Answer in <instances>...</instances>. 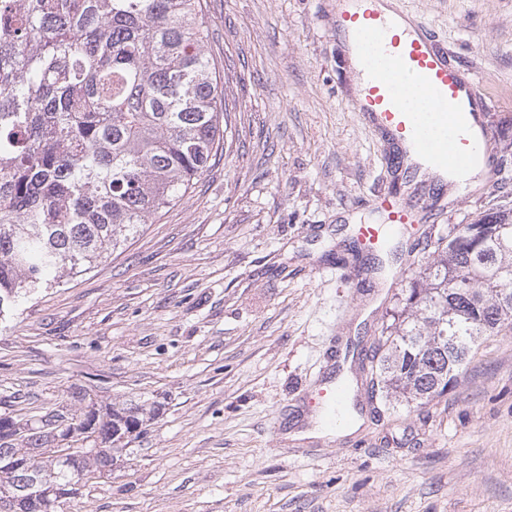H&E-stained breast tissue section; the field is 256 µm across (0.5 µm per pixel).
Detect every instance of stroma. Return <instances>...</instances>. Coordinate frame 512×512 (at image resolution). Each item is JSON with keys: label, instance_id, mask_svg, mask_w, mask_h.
Masks as SVG:
<instances>
[{"label": "stroma", "instance_id": "stroma-1", "mask_svg": "<svg viewBox=\"0 0 512 512\" xmlns=\"http://www.w3.org/2000/svg\"><path fill=\"white\" fill-rule=\"evenodd\" d=\"M493 104L502 175L408 227L397 286L363 276L353 228L394 174L327 26L336 0H202L227 125L211 168L123 251L0 321V416L32 424L157 403L112 472L57 512H512V332L485 336L429 405L365 408L310 438L330 344H378L439 237L512 208V0H395Z\"/></svg>", "mask_w": 512, "mask_h": 512}]
</instances>
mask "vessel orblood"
<instances>
[{"mask_svg":"<svg viewBox=\"0 0 512 512\" xmlns=\"http://www.w3.org/2000/svg\"><path fill=\"white\" fill-rule=\"evenodd\" d=\"M365 2V9L353 12L347 0H336V31L344 37L347 58L359 61L364 74V89L354 107L366 125L394 146V167L416 181L410 200L401 184L382 189L380 206L388 212L389 223L356 225V238L374 256L391 250L392 239L406 225L435 207L449 175L473 170L491 181L499 178L500 170L484 122L491 103L478 81L436 47L421 17H413L406 28L385 16L378 0ZM412 86L427 93L429 111L409 108ZM350 401L349 386L330 379L312 393L309 403L323 410Z\"/></svg>","mask_w":512,"mask_h":512,"instance_id":"obj_1","label":"vessel or blood"}]
</instances>
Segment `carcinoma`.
Returning <instances> with one entry per match:
<instances>
[{"label": "carcinoma", "instance_id": "cac0c4a2", "mask_svg": "<svg viewBox=\"0 0 512 512\" xmlns=\"http://www.w3.org/2000/svg\"><path fill=\"white\" fill-rule=\"evenodd\" d=\"M200 0H0V320L43 288L94 268L184 199L224 138V94ZM512 212L455 224L437 239L397 320L371 357L374 389L425 405L453 388L481 336L512 331ZM157 408L92 413L118 453ZM54 417L0 457L17 496L49 470Z\"/></svg>", "mask_w": 512, "mask_h": 512}]
</instances>
